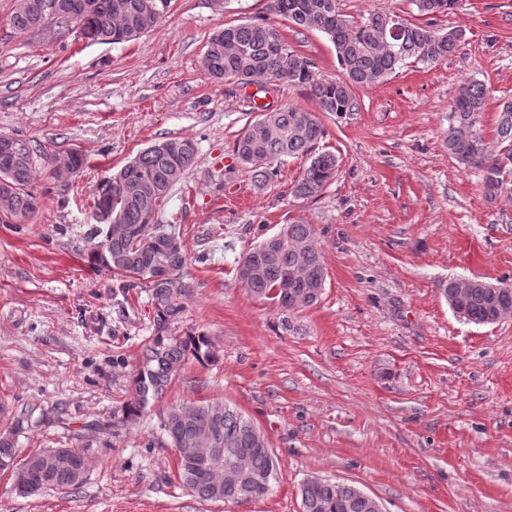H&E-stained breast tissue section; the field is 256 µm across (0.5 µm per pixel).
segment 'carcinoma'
Listing matches in <instances>:
<instances>
[{
    "label": "carcinoma",
    "instance_id": "1",
    "mask_svg": "<svg viewBox=\"0 0 512 512\" xmlns=\"http://www.w3.org/2000/svg\"><path fill=\"white\" fill-rule=\"evenodd\" d=\"M33 10L16 3L12 27L21 33L37 31L38 23L51 20L62 32L73 25L80 35L101 44H121L140 38L165 17L171 0H157L158 11L142 9L143 0H34ZM273 14L295 28L319 31L334 45L341 69L336 80L316 77L314 62L288 48L280 29L266 18L228 25L214 33L206 44L202 65L216 79L234 80L247 86L284 81L309 89L322 112L341 115L356 106L354 90L384 82L407 61L439 63L456 52L462 31L446 32L402 18V34L389 35L388 20L396 13L377 8L360 24L339 7V0H271ZM489 90L477 82L461 85L450 106L448 151L466 169L482 172L486 195H494L507 177H512V98L502 99L494 135L487 139L480 118L485 112ZM325 129L320 117L294 105L260 112L247 122L234 141L237 162L260 183L290 158L307 156L309 164L294 187L298 197L320 193L335 177L338 159L330 151H318ZM197 148L187 139L155 143L116 174L108 177L93 197L96 223H102L98 201L112 191V214L118 223L97 229L102 251L90 252V261L116 276L131 279L130 286L148 288L155 307L154 328L142 351V360L131 380L123 417L134 419L162 400L168 386L189 360L200 364L215 361L217 351L203 332L175 336L171 325L182 316L191 286L186 281L189 256L185 246L166 249V241L181 238L173 224L147 223L156 216L170 190L183 181L194 166ZM44 163L57 174L75 173L85 157L76 153L73 164L63 169L54 157ZM38 155L29 143L13 138L12 152L0 153V187L9 186L8 210L0 212L1 224H31L36 216ZM238 280L254 296L269 301L279 311V325L288 333L298 329L295 315L317 304L325 288V264L310 224H283L242 256L236 267ZM464 287L469 295L454 305L455 290ZM439 291L449 307H458L460 317L476 325H489L512 314V292H500L492 283L473 279L468 283L448 280ZM36 408L20 412L0 404V472L11 473L15 490L37 496L47 489L77 490L85 482L88 463L72 448H47L26 457L25 466L14 467V435ZM160 428L174 448L185 452L177 457V477L184 487L203 501H222L224 462L208 464L189 448H199L212 431L220 440V457L235 455L254 422L236 407L224 402L198 401L167 405L159 411ZM245 471L272 475L278 463L272 448L258 450L243 460ZM302 512H377L379 502L359 488L312 476L300 487Z\"/></svg>",
    "mask_w": 512,
    "mask_h": 512
}]
</instances>
